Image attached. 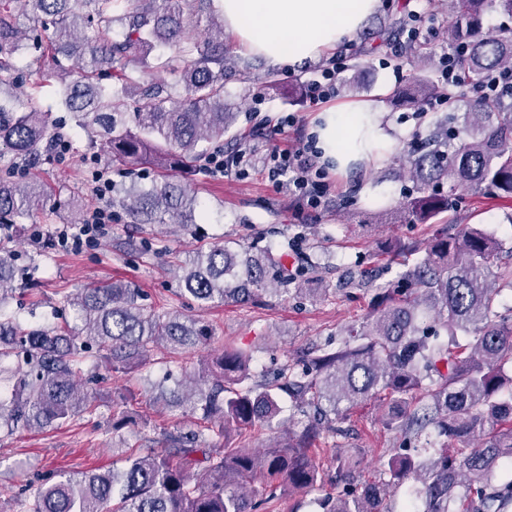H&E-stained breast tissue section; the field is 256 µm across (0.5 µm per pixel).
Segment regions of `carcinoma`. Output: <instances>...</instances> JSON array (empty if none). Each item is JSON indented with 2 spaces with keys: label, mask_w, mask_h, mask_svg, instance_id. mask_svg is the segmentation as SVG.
Returning a JSON list of instances; mask_svg holds the SVG:
<instances>
[{
  "label": "carcinoma",
  "mask_w": 512,
  "mask_h": 512,
  "mask_svg": "<svg viewBox=\"0 0 512 512\" xmlns=\"http://www.w3.org/2000/svg\"><path fill=\"white\" fill-rule=\"evenodd\" d=\"M23 3L29 31L47 33L42 78L59 85V105L82 126L97 127L106 161L161 170L205 164L224 141L236 113L224 100V75L233 60L224 39L201 36L185 15L183 0H0V91L18 85L17 58L25 32L15 11ZM496 5L512 19V0H448V48L464 46L461 76L472 86L512 63V27L486 32L483 16ZM125 28L112 41L113 24ZM90 26L95 38L79 39ZM169 54L151 57L158 46ZM173 72L183 93L143 81L150 69ZM416 102L437 96L438 82L415 77ZM449 116L414 141L400 158L417 195L412 216L426 223L453 209L460 192H474L512 207V95L485 102L472 98L459 110L448 93ZM61 123L49 120L37 99L19 109L0 98V156L8 152L36 167L57 141ZM35 180L0 175V225L21 224L44 203ZM451 192L443 194L444 185ZM112 207L136 224L162 223L166 215L182 227L193 223L194 192L165 175L144 188L136 179L112 184ZM495 238L469 224L450 233L442 227L420 245L393 247L378 266L396 264L399 276L373 289L345 280L334 288L304 287L289 269L290 253L271 247L254 256L226 240L195 252L190 266L177 269L182 291L200 307L234 301L258 302L264 293L288 292L349 300L373 292V316L336 349L309 350L305 371L288 366L268 383L252 381L250 352L227 346L215 362L193 372L188 402L217 423L169 435L142 453H131L120 473L63 476L38 487L28 512H257L275 492L284 495L315 487L331 473L342 493L325 502L326 512H390L387 502L413 481L422 512H512V479L498 480L512 465V307L497 300L512 289V264L498 260ZM15 252L0 242V307L15 296ZM81 324L25 328L17 318H0V376L9 383L0 399V435L44 429L96 414V395L78 378L92 364L131 370L146 366L154 345L177 353L210 344L212 327L178 310L143 303L141 288L112 281L81 289L68 299ZM472 335L460 343L458 334ZM444 334L437 343L432 336ZM426 392V398L417 392ZM304 417L302 430L263 449L239 442L258 424L272 425L283 414L282 398ZM369 399L383 400L387 427L409 449L381 461L383 478L359 480L349 458L336 457L323 470L307 454L323 433L344 435L336 425ZM224 445L203 448L206 436ZM204 473L190 475L197 454Z\"/></svg>",
  "instance_id": "obj_1"
}]
</instances>
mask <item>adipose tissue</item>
Returning <instances> with one entry per match:
<instances>
[{
	"instance_id": "adipose-tissue-1",
	"label": "adipose tissue",
	"mask_w": 512,
	"mask_h": 512,
	"mask_svg": "<svg viewBox=\"0 0 512 512\" xmlns=\"http://www.w3.org/2000/svg\"><path fill=\"white\" fill-rule=\"evenodd\" d=\"M247 53L275 66L319 58L351 37L380 0H214ZM314 128L323 162L345 173L382 162L394 139L364 103L321 110Z\"/></svg>"
}]
</instances>
